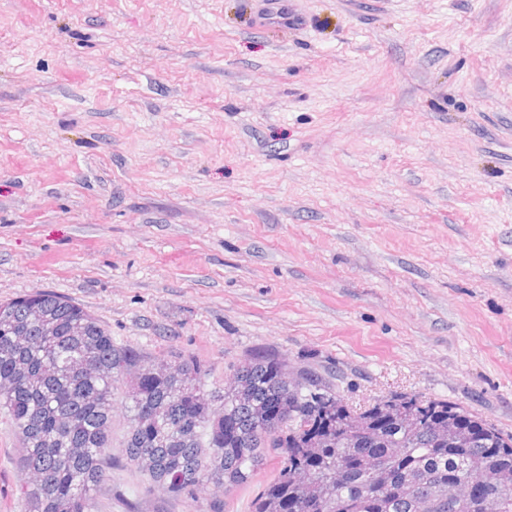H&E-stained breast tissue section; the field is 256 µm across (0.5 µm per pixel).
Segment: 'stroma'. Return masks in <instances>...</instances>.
<instances>
[{"label":"stroma","instance_id":"obj_1","mask_svg":"<svg viewBox=\"0 0 512 512\" xmlns=\"http://www.w3.org/2000/svg\"><path fill=\"white\" fill-rule=\"evenodd\" d=\"M0 0V302L49 290L116 343L252 350L512 434V0ZM100 512H252L146 491L115 396ZM0 411V512H25ZM296 5L295 0H262L259 13L264 21L285 29L295 28L301 26L303 20Z\"/></svg>","mask_w":512,"mask_h":512}]
</instances>
